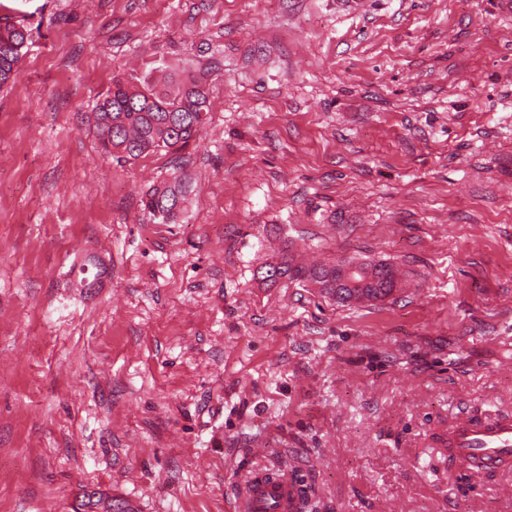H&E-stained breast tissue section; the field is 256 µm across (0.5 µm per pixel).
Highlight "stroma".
Listing matches in <instances>:
<instances>
[{
	"label": "stroma",
	"mask_w": 512,
	"mask_h": 512,
	"mask_svg": "<svg viewBox=\"0 0 512 512\" xmlns=\"http://www.w3.org/2000/svg\"><path fill=\"white\" fill-rule=\"evenodd\" d=\"M500 0H0V512H233L255 470L300 512H512V468L448 451L512 416V12ZM188 63L206 124L119 162L115 75ZM186 175L175 223L147 189ZM392 264L339 304L260 267ZM28 37L25 26L7 15H0V87L11 79L24 55ZM376 268L382 269L380 272L375 274L377 275L380 288H353L354 292L348 288H341L342 291L349 296V299L345 300L336 299L335 289H321V292L326 294L328 297L335 299L338 303H346L350 299L352 301H377L388 298L393 294L397 287L396 272L393 267L384 262H377ZM379 292L381 296H379ZM81 495L76 496V503L72 506L73 512H99L102 508V504L112 501V495L99 491V490H88L82 489Z\"/></svg>",
	"instance_id": "1"
}]
</instances>
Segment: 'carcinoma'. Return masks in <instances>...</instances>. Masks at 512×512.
I'll list each match as a JSON object with an SVG mask.
<instances>
[{
  "mask_svg": "<svg viewBox=\"0 0 512 512\" xmlns=\"http://www.w3.org/2000/svg\"><path fill=\"white\" fill-rule=\"evenodd\" d=\"M29 33L11 17L0 15V86L7 83L23 57ZM208 94L204 79L191 68H174L163 80L136 85L115 76L106 95L97 102L96 137L106 153L119 161H134L152 151L178 152L196 139L205 124ZM190 185L176 176L152 187L143 198L144 211L163 224L174 222L181 212ZM377 288L343 289L354 301H377L391 296L397 287L396 272L389 264L377 263ZM326 266L299 268L288 256L260 269V277L270 284L282 278H300L312 283ZM112 495L84 489L76 497L73 512H98Z\"/></svg>",
  "mask_w": 512,
  "mask_h": 512,
  "instance_id": "obj_1",
  "label": "carcinoma"
}]
</instances>
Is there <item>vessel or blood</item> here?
<instances>
[{"instance_id": "1", "label": "vessel or blood", "mask_w": 512, "mask_h": 512, "mask_svg": "<svg viewBox=\"0 0 512 512\" xmlns=\"http://www.w3.org/2000/svg\"><path fill=\"white\" fill-rule=\"evenodd\" d=\"M448 450L474 473L512 467V417L493 414L457 419L448 429ZM303 490L294 479L269 470L248 478L236 496V512H299Z\"/></svg>"}]
</instances>
